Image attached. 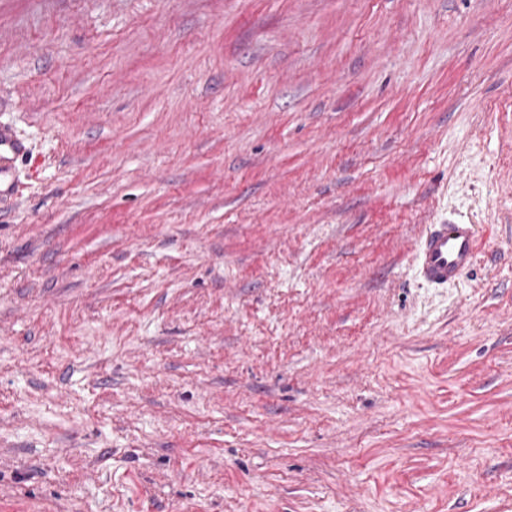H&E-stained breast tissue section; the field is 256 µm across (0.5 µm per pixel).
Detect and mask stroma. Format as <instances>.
I'll return each instance as SVG.
<instances>
[{
	"instance_id": "35a3bbf8",
	"label": "stroma",
	"mask_w": 512,
	"mask_h": 512,
	"mask_svg": "<svg viewBox=\"0 0 512 512\" xmlns=\"http://www.w3.org/2000/svg\"><path fill=\"white\" fill-rule=\"evenodd\" d=\"M0 124V512H512V0H0ZM25 150V145L16 136L12 128L0 126V173H4L5 163L10 162V155H17ZM476 225L448 220L429 224L416 253L419 279L432 287H442L471 270L478 258Z\"/></svg>"
}]
</instances>
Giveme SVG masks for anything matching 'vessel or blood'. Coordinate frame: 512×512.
I'll list each match as a JSON object with an SVG mask.
<instances>
[{
  "instance_id": "b4317fda",
  "label": "vessel or blood",
  "mask_w": 512,
  "mask_h": 512,
  "mask_svg": "<svg viewBox=\"0 0 512 512\" xmlns=\"http://www.w3.org/2000/svg\"><path fill=\"white\" fill-rule=\"evenodd\" d=\"M23 142L12 128L0 126V169L10 156L24 151ZM475 225L448 221L428 225L416 253L419 279L432 287H442L471 270L478 258Z\"/></svg>"
}]
</instances>
